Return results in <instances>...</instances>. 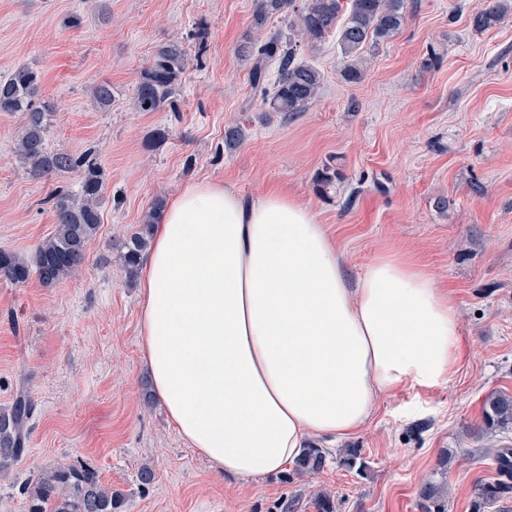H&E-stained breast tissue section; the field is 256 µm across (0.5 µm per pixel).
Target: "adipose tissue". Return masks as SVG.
<instances>
[{"label": "adipose tissue", "instance_id": "obj_1", "mask_svg": "<svg viewBox=\"0 0 512 512\" xmlns=\"http://www.w3.org/2000/svg\"><path fill=\"white\" fill-rule=\"evenodd\" d=\"M141 349L183 440L224 477H262L305 438L340 439L379 396L447 380L460 318L411 255L352 274L335 240L284 190L196 181L168 201L142 279Z\"/></svg>", "mask_w": 512, "mask_h": 512}]
</instances>
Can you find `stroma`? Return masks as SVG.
<instances>
[{
    "label": "stroma",
    "instance_id": "obj_1",
    "mask_svg": "<svg viewBox=\"0 0 512 512\" xmlns=\"http://www.w3.org/2000/svg\"><path fill=\"white\" fill-rule=\"evenodd\" d=\"M486 4L406 0L402 28L364 50L356 84L340 78L335 39L298 43L324 85L285 122L253 100L239 52L258 37L254 0H0V79L19 65L37 72L35 102L52 113L47 149L90 154L104 171L101 224L77 271L52 287L0 279V412L22 381L35 403L27 450L0 481V512H26L28 488L59 462L94 467L125 495V512H317L322 492L334 512H419L428 479L450 512H474L475 484L496 472L469 430L488 394L512 393V14L475 33ZM172 41L187 59L177 94L137 111L139 75ZM432 49L440 61L423 69ZM100 84L112 88L106 109ZM234 123L248 137L230 151ZM23 124L22 113H0V250L29 258L55 230L50 195L78 194L80 176L32 177L15 159ZM328 163L345 180L322 197L312 180ZM205 179L288 190L352 273L387 246L416 254L459 313L464 354L447 381L381 396L346 440L316 439L327 456L319 474L224 478L149 396L140 280L123 266V243L155 197ZM441 197L447 210L435 207ZM347 448L360 449L366 475L340 463ZM144 467L155 474L147 485Z\"/></svg>",
    "mask_w": 512,
    "mask_h": 512
}]
</instances>
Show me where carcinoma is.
<instances>
[{"label":"carcinoma","instance_id":"1","mask_svg":"<svg viewBox=\"0 0 512 512\" xmlns=\"http://www.w3.org/2000/svg\"><path fill=\"white\" fill-rule=\"evenodd\" d=\"M511 11L512 5L507 0H491L473 14L472 27L478 32L492 29ZM278 16L288 17V33L268 25L270 19ZM404 19L405 0H304L301 8L295 6V0H255L252 26L264 32V36L241 47V52L253 60L250 77L253 97L283 121L293 119L316 100L323 85L322 72L297 59L294 36L316 47L336 34L343 60L340 77L351 84L365 74L361 50L389 40ZM273 65L277 66V78L271 84L267 72ZM185 66V53L179 43L160 46L140 73L135 96L137 110H160L176 93ZM36 93L37 75L25 65L17 66L7 78L0 79V112L25 115V124L16 140V157L40 179L78 172L80 193L70 195L60 191L53 195L55 231L38 245L33 259L0 250V278L24 284L34 277L43 286L52 287L82 265L86 246L99 230L104 176L101 167L85 156L47 149L49 109L35 104ZM246 136L245 126L230 125L224 129V147L232 150ZM343 180L341 171L329 164L316 174L313 186L318 194L328 196L337 191ZM163 206L164 199H154L139 229L124 243L123 262L131 276L139 270ZM33 410L34 403L22 380L10 412L0 415V470L6 469L4 461L25 453L27 424ZM505 431L512 432V394L494 392L484 400L475 438ZM482 453L495 462L500 474L512 472V448H484ZM324 466L323 452L312 445L303 448L296 460L297 471L302 475L318 474ZM511 489L512 485L504 481H480L474 487L475 506L482 508ZM418 496L422 512H446V502L434 482L421 484ZM124 505V494L105 485L95 469L59 463L30 488L26 512H122Z\"/></svg>","mask_w":512,"mask_h":512}]
</instances>
